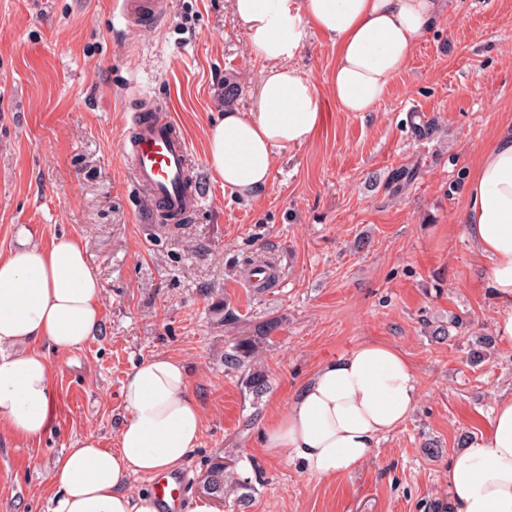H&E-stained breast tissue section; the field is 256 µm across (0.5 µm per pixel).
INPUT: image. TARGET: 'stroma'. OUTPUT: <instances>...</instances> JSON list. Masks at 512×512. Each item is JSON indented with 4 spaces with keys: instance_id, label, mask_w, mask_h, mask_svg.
Segmentation results:
<instances>
[{
    "instance_id": "stroma-1",
    "label": "stroma",
    "mask_w": 512,
    "mask_h": 512,
    "mask_svg": "<svg viewBox=\"0 0 512 512\" xmlns=\"http://www.w3.org/2000/svg\"><path fill=\"white\" fill-rule=\"evenodd\" d=\"M335 56L307 29L294 64L318 86L324 121L309 143L280 150L268 186L247 199L205 172L200 209L164 232L138 223L119 157L131 98L168 97L206 163L225 76L242 88L237 111L257 105L261 63L230 0H172L161 23L135 33L114 0H0V252L22 227L43 242L76 235L104 285L100 334L47 352L48 432L24 444L0 437V512H49L56 459L88 433L113 447L125 375L157 354L187 364L204 412L186 500L221 458L251 482L245 512H448L450 457L512 393V348L474 344L493 335L497 303L461 221L479 148L512 122V0H450L369 112L332 97ZM432 122V137L416 135ZM399 167L417 175L397 193L388 175ZM265 260L279 283L257 295L247 270ZM455 316L463 328L429 336ZM272 317L281 325L261 357L270 388L256 399L225 373L224 350ZM365 341L412 364L420 400L409 420L344 476L309 477L263 448L261 418Z\"/></svg>"
}]
</instances>
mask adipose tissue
Segmentation results:
<instances>
[{"mask_svg":"<svg viewBox=\"0 0 512 512\" xmlns=\"http://www.w3.org/2000/svg\"><path fill=\"white\" fill-rule=\"evenodd\" d=\"M262 61L257 109L227 112L206 133L207 159L224 186L256 197L277 151L313 139L323 114L317 85L293 64L314 28L336 47L328 83L348 112L371 111L433 29L445 0H231ZM485 259V285L498 302L494 332L512 347V131L486 144L472 170L461 214ZM104 287L83 242H49L21 231L0 253V435L27 442L50 427L53 376L38 349L77 350L101 324ZM186 364L154 355L121 386L124 415L114 447L83 436L57 459L52 512H160L135 478L174 472L202 436L203 414ZM420 398L413 366L386 344L364 342L323 362L287 406L260 426L264 448L283 449L308 476L358 471L380 441L407 422ZM451 512H512V394L499 395L480 439L456 452L448 469Z\"/></svg>","mask_w":512,"mask_h":512,"instance_id":"ef3b65f1","label":"adipose tissue"}]
</instances>
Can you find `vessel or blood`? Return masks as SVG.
Masks as SVG:
<instances>
[{
    "instance_id": "1",
    "label": "vessel or blood",
    "mask_w": 512,
    "mask_h": 512,
    "mask_svg": "<svg viewBox=\"0 0 512 512\" xmlns=\"http://www.w3.org/2000/svg\"><path fill=\"white\" fill-rule=\"evenodd\" d=\"M129 31L162 22L171 0H115ZM130 133L120 143L119 156L141 195L138 221L178 224L197 211L204 197L188 142L163 98L146 97L129 115ZM185 477L162 476L151 491L163 512H177Z\"/></svg>"
}]
</instances>
